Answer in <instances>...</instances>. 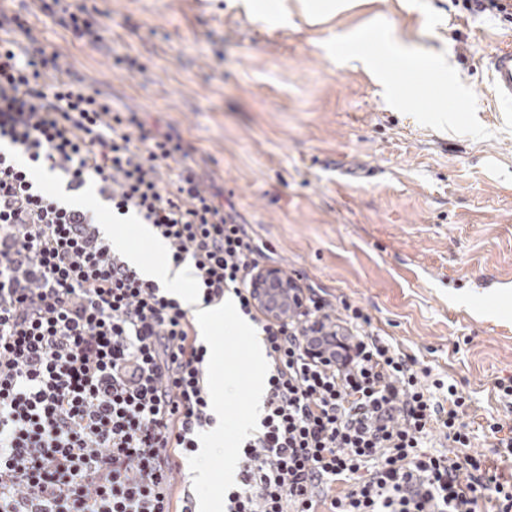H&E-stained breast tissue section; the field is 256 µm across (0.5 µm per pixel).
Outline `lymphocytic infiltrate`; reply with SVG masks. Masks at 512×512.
<instances>
[{"label":"lymphocytic infiltrate","instance_id":"obj_1","mask_svg":"<svg viewBox=\"0 0 512 512\" xmlns=\"http://www.w3.org/2000/svg\"><path fill=\"white\" fill-rule=\"evenodd\" d=\"M2 139L21 159L0 151V512H192L187 493L173 506L174 457L214 421L207 350L93 213L40 191L29 168L63 173L76 194L94 181L113 212L153 225L174 264L191 261L204 304L230 291L252 315L263 247L192 169L163 179L180 138L111 112L59 53L0 37ZM335 325L315 296L287 321L260 320L264 415L226 512H478L487 489L512 512V483L481 460L423 449L435 433L470 447L456 384L369 333L350 335L341 360L313 356V335Z\"/></svg>","mask_w":512,"mask_h":512}]
</instances>
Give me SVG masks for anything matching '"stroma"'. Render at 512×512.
<instances>
[{"label": "stroma", "mask_w": 512, "mask_h": 512, "mask_svg": "<svg viewBox=\"0 0 512 512\" xmlns=\"http://www.w3.org/2000/svg\"><path fill=\"white\" fill-rule=\"evenodd\" d=\"M94 17L89 45L40 0H0L46 52L113 111L182 138L184 162L268 248L267 266L330 302L360 307L370 333L471 402L470 455L512 482L486 423L512 419V106L494 99L488 57L512 23L463 0H366L323 24L256 15L245 0H69ZM399 40L422 61L405 107L336 51ZM447 60L439 70L435 58ZM462 122L441 127L442 106Z\"/></svg>", "instance_id": "35a3bbf8"}]
</instances>
